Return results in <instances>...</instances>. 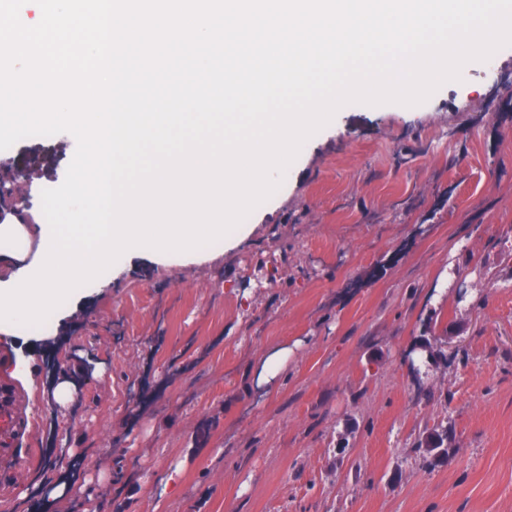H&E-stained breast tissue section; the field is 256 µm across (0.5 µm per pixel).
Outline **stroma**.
<instances>
[{
	"label": "stroma",
	"instance_id": "stroma-1",
	"mask_svg": "<svg viewBox=\"0 0 512 512\" xmlns=\"http://www.w3.org/2000/svg\"><path fill=\"white\" fill-rule=\"evenodd\" d=\"M70 133L0 151L41 207ZM254 234L203 264L141 255L72 301L60 337L0 334V512L89 449L66 512H512V48L415 106L347 104ZM431 331L437 365L410 351ZM288 344L260 387L253 365ZM103 362L72 410L44 390ZM447 430L448 458L421 441Z\"/></svg>",
	"mask_w": 512,
	"mask_h": 512
}]
</instances>
